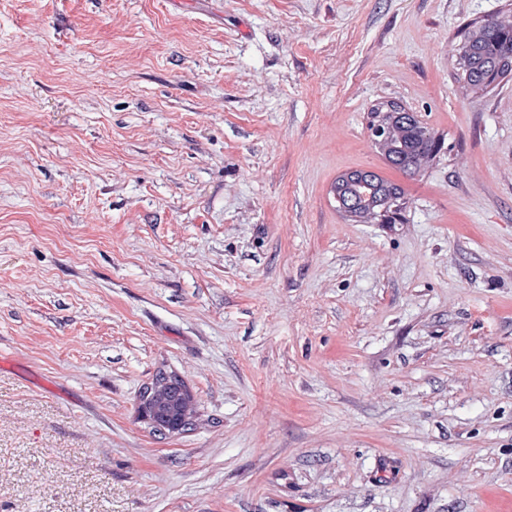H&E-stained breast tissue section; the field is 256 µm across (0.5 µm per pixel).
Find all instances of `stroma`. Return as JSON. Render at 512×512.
<instances>
[{
	"label": "stroma",
	"instance_id": "obj_1",
	"mask_svg": "<svg viewBox=\"0 0 512 512\" xmlns=\"http://www.w3.org/2000/svg\"><path fill=\"white\" fill-rule=\"evenodd\" d=\"M505 15L0 0V512H512V78L456 53ZM355 169L392 222L338 211ZM161 370L191 431L138 418ZM377 124L392 130L388 140L384 141L388 138V128ZM368 129H371L370 135L374 140L384 141L375 145H378L387 161L406 175L417 174L425 159L437 148L427 127L404 107L395 103L382 105L371 112ZM337 192L348 209L340 208L352 218H376L381 213L398 210L401 191L378 174L364 170H352L336 179L332 193ZM155 381L163 382L161 385L166 398V405L176 407L182 404L185 399L189 401V410L185 414V419L177 423H171L164 419L165 410L162 408L157 413V416L152 418L148 423L151 430L159 435H175L190 430L193 426V396L186 387V384L176 375L160 374L156 377Z\"/></svg>",
	"mask_w": 512,
	"mask_h": 512
}]
</instances>
